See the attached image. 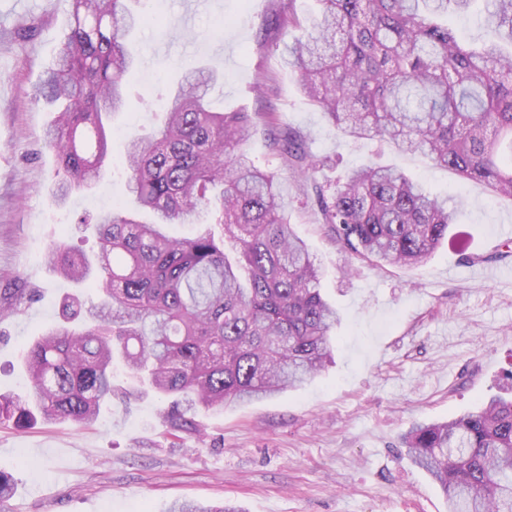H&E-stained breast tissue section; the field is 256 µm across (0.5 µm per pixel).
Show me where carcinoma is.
Here are the masks:
<instances>
[{
  "label": "carcinoma",
  "mask_w": 512,
  "mask_h": 512,
  "mask_svg": "<svg viewBox=\"0 0 512 512\" xmlns=\"http://www.w3.org/2000/svg\"><path fill=\"white\" fill-rule=\"evenodd\" d=\"M126 2L70 0L61 47L34 90L57 113L45 146L56 159L58 205L94 189L112 166V114L131 106L126 76L140 63L127 36L143 16ZM272 2L263 41L301 32L284 59L340 133L424 153L512 200V0H481L495 39L472 46L448 28V14L475 0H317L310 28L297 0ZM216 83L214 70L186 67L163 123L126 144L127 188L151 222L119 203L95 218L94 258L63 240L50 245L51 270L101 299L88 306L79 293L64 297L61 321L28 348L26 390L0 393V424L92 425L112 401L118 366L170 400L164 416L186 424L200 409L297 390L322 371L340 315L321 294L277 173L256 167L245 149L259 124L269 155L306 188L351 256L416 267L448 238L456 216L448 199L371 162L327 187L314 177L326 161L302 132L275 112L213 111ZM203 211L219 231L167 234ZM402 444L448 512H512V400L492 397L454 419L415 424ZM168 512L243 510L183 502Z\"/></svg>",
  "instance_id": "1"
}]
</instances>
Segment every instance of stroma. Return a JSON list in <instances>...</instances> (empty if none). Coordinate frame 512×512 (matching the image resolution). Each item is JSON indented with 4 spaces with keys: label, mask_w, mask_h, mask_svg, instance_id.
<instances>
[{
    "label": "stroma",
    "mask_w": 512,
    "mask_h": 512,
    "mask_svg": "<svg viewBox=\"0 0 512 512\" xmlns=\"http://www.w3.org/2000/svg\"><path fill=\"white\" fill-rule=\"evenodd\" d=\"M134 33L143 67L129 78L132 106L112 120V167L100 185L63 205L50 194L55 159L44 144L53 115L31 93L57 53L68 0H0V393L25 386L22 352L61 313L72 283L46 264L59 237L95 250L104 206L129 197L128 136L163 119L172 83L190 64L218 71L210 93L225 110L274 111L329 158L319 181L367 162L390 165L460 205L458 222L426 263L378 266L349 256L288 174L279 189L296 232L336 305L333 361L302 389L224 411H198L173 429L161 399L119 397L88 428L0 425V473L12 495L0 512H167L176 500L240 505L245 512H448L434 481L408 459L401 437L485 398L512 397V255L501 257L512 201L392 143L339 133L301 92L281 50L261 47L270 0H142ZM35 29H28L30 19ZM274 72L277 93L257 95ZM495 257L500 278L471 275V255Z\"/></svg>",
    "instance_id": "1"
}]
</instances>
